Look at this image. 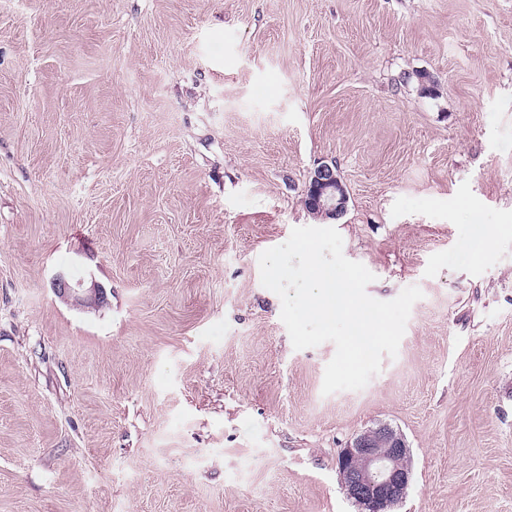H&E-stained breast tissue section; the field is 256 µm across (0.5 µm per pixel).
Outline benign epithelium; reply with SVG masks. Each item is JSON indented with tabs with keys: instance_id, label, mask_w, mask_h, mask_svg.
Returning a JSON list of instances; mask_svg holds the SVG:
<instances>
[{
	"instance_id": "obj_1",
	"label": "benign epithelium",
	"mask_w": 512,
	"mask_h": 512,
	"mask_svg": "<svg viewBox=\"0 0 512 512\" xmlns=\"http://www.w3.org/2000/svg\"><path fill=\"white\" fill-rule=\"evenodd\" d=\"M307 209L322 217L342 215L348 196L332 163L323 162L311 172L304 190ZM53 291L63 301L80 308H98L107 303L106 292L93 284L89 288L59 273ZM409 454L403 437L388 425L360 434L339 456V472L348 495L366 512H387L406 495L410 472L397 465Z\"/></svg>"
}]
</instances>
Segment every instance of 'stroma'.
Here are the masks:
<instances>
[{"label": "stroma", "mask_w": 512, "mask_h": 512, "mask_svg": "<svg viewBox=\"0 0 512 512\" xmlns=\"http://www.w3.org/2000/svg\"><path fill=\"white\" fill-rule=\"evenodd\" d=\"M300 226L423 292L362 390L261 284ZM383 424L391 512H512V0H0V512H363ZM303 195L308 211L318 216L336 218L347 208L348 196L332 163L322 162L314 168ZM56 295L74 307L98 308L107 303L104 288L91 284L90 288H80L81 283H73L64 273H58L52 282ZM408 454L401 434L388 425L356 437L339 456V472L350 498L366 512H387L406 495L410 472L404 457Z\"/></svg>", "instance_id": "obj_1"}]
</instances>
